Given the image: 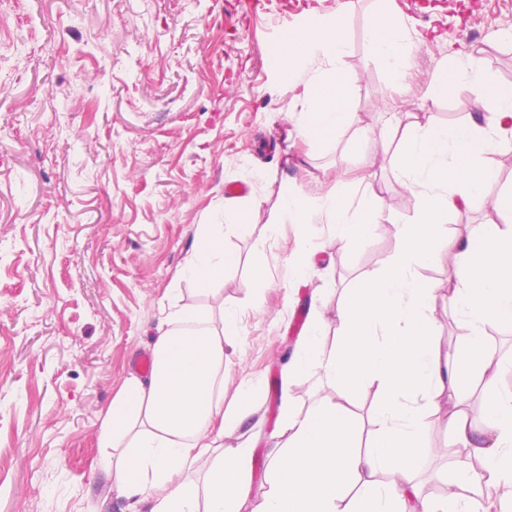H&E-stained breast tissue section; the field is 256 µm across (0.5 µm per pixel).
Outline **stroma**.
Returning <instances> with one entry per match:
<instances>
[{
  "label": "stroma",
  "instance_id": "obj_1",
  "mask_svg": "<svg viewBox=\"0 0 512 512\" xmlns=\"http://www.w3.org/2000/svg\"><path fill=\"white\" fill-rule=\"evenodd\" d=\"M225 0H0L5 33L26 39L0 58V512H125L99 468L102 418L135 353L150 350L170 304L225 310L224 403L242 379L260 409L224 433L253 448L242 512H260L268 453L279 440L282 396L297 407L337 401L324 377L287 382L284 368L315 312L336 348V309L399 247L390 224L347 243L326 225L266 221L288 185L314 196L334 181L370 177L385 210L411 219L415 194L397 184L347 129L308 143L290 112L300 88L268 57L305 11L343 14L350 105L361 128L381 130L388 109L467 121L472 87L453 82L426 106L427 81L449 55L478 54L512 89V0H394L421 34L404 85L391 89L370 52L375 0H272L267 15L226 19ZM483 31L466 42L463 30ZM242 195L252 224L224 225V187ZM223 234L233 261L201 288L188 258ZM315 251L305 277L282 259L302 240ZM448 407L423 412L424 495L441 498L456 456Z\"/></svg>",
  "mask_w": 512,
  "mask_h": 512
}]
</instances>
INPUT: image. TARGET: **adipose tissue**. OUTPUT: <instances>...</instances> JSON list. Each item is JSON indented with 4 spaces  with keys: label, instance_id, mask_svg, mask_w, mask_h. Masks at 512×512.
I'll return each instance as SVG.
<instances>
[{
    "label": "adipose tissue",
    "instance_id": "1",
    "mask_svg": "<svg viewBox=\"0 0 512 512\" xmlns=\"http://www.w3.org/2000/svg\"><path fill=\"white\" fill-rule=\"evenodd\" d=\"M414 46L409 21L390 0H378L370 51L391 84L404 81ZM347 47L342 17L313 8L269 57L282 80L303 87L293 107L299 136L318 141L355 125L342 67ZM452 64V72L430 79L425 102L446 99L453 78L476 90L482 115L456 126L412 115L394 154L373 130H361L357 140L358 147L378 150L396 182L418 197L410 221L385 212L364 177L354 188L338 182L317 197L285 187L270 210V229L288 222L324 224L349 243L389 222L398 227L400 247L338 306L335 351L324 353L325 324L318 319L289 361V377L320 373L340 399L284 411L280 441L268 455L261 512H493L502 489L512 488V393L499 388L503 365L483 339L487 325H512V189L495 203L501 224L479 225L461 240L447 230L451 216L481 199L495 178L484 155L512 145L502 126L512 117V90L490 78L474 54ZM447 248L456 252L448 302L467 336L464 351L453 354L442 352L435 330L437 290L417 275ZM229 261L223 237L212 236L188 270L205 286L223 275ZM224 341L222 329L196 306H174L153 340L151 373L129 374L113 396L100 426L99 466L128 512H241L252 449L225 446L224 432L245 423L258 400L254 386L244 382L234 407L225 409ZM474 377L487 390L482 416L488 428L479 437L463 409L465 387ZM372 384L384 400L376 411L377 430L361 447L346 400ZM444 399L454 405L448 431L462 450L455 484L467 494L435 503L421 497L416 479L423 409ZM381 473L386 481H378Z\"/></svg>",
    "mask_w": 512,
    "mask_h": 512
}]
</instances>
